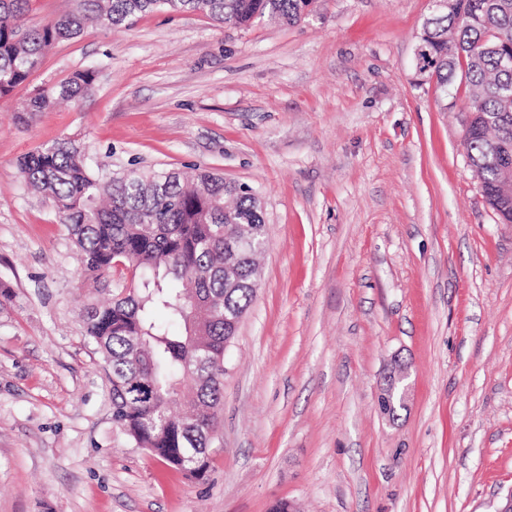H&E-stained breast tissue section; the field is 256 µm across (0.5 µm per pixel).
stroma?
Segmentation results:
<instances>
[{
  "label": "stroma",
  "instance_id": "obj_1",
  "mask_svg": "<svg viewBox=\"0 0 512 512\" xmlns=\"http://www.w3.org/2000/svg\"><path fill=\"white\" fill-rule=\"evenodd\" d=\"M431 0H318L301 21L154 13L87 27L0 101V512H495L512 489V224L467 162L464 92L422 82ZM95 65L76 105L34 87ZM69 136L113 170L251 187L260 278L226 354L211 468L186 478L112 420L79 310L93 281L17 159ZM404 365L407 406L378 395Z\"/></svg>",
  "mask_w": 512,
  "mask_h": 512
}]
</instances>
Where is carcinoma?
Returning <instances> with one entry per match:
<instances>
[{
  "label": "carcinoma",
  "instance_id": "carcinoma-1",
  "mask_svg": "<svg viewBox=\"0 0 512 512\" xmlns=\"http://www.w3.org/2000/svg\"><path fill=\"white\" fill-rule=\"evenodd\" d=\"M316 0H75L66 14L28 24L31 0H0V101L26 85L58 44L88 24L114 28L155 12L199 13L241 27L265 16L294 24ZM421 76L446 90L468 89L464 142L482 193L502 224H512V194L501 191L493 152L512 163V0H457L453 13L427 18ZM98 72L88 67L28 97L33 116L78 103ZM25 184L50 197L79 251L81 273L101 278L122 265L138 283L108 303L80 310L85 335L112 382V418L139 448L202 479L224 409L226 344L257 290V250L238 246L235 277L224 276L231 239L264 237L257 194L205 168L94 170L72 137L42 144L18 161Z\"/></svg>",
  "mask_w": 512,
  "mask_h": 512
}]
</instances>
